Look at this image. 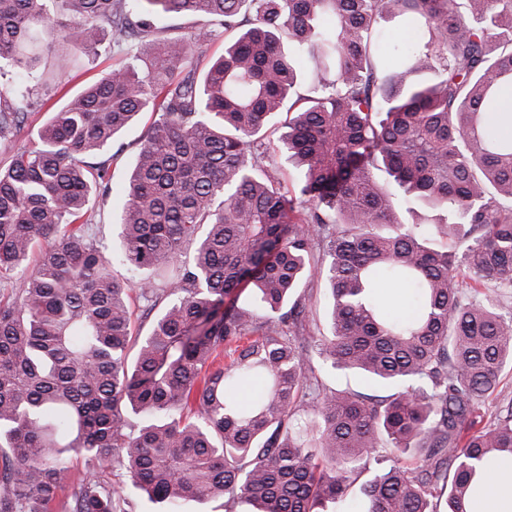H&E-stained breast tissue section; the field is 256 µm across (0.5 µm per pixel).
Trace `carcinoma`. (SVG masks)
<instances>
[{"mask_svg":"<svg viewBox=\"0 0 512 512\" xmlns=\"http://www.w3.org/2000/svg\"><path fill=\"white\" fill-rule=\"evenodd\" d=\"M66 2L52 16L46 0H0L14 81L2 142L35 111L38 28L57 29L59 50L76 27L126 46L0 165V276L21 273L0 304V512H47L73 452L93 467L71 512H126L131 492L156 512L219 498L224 512H344L352 493L364 512H476L478 482L512 481L491 467L512 458V409L474 416L512 362V324L460 281L512 292V134L498 130L512 0ZM169 14L205 23L161 38ZM395 18L419 43L384 54ZM147 112L108 257L85 226L117 154L93 158ZM283 112L296 195L265 145ZM417 207L431 219L398 222ZM310 277L331 299L317 338L299 292ZM385 288L413 289L410 310L387 314ZM133 292L162 309L131 360ZM315 346L393 393L327 388ZM113 463L117 488L97 476Z\"/></svg>","mask_w":512,"mask_h":512,"instance_id":"carcinoma-1","label":"carcinoma"}]
</instances>
